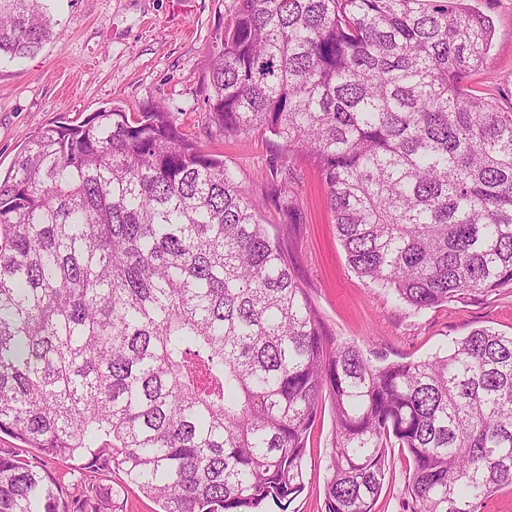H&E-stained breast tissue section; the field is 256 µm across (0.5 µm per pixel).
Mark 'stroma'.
Returning <instances> with one entry per match:
<instances>
[{
    "instance_id": "stroma-1",
    "label": "stroma",
    "mask_w": 512,
    "mask_h": 512,
    "mask_svg": "<svg viewBox=\"0 0 512 512\" xmlns=\"http://www.w3.org/2000/svg\"><path fill=\"white\" fill-rule=\"evenodd\" d=\"M494 26L487 63L470 79L474 93L512 110V0H479ZM233 0H51L55 35L37 55L0 59V170L31 135L59 114L81 122L109 106L140 112L162 105L206 152L223 157L236 182L260 205L262 221L285 233L296 276L325 336L357 343L368 357L426 358L479 328L512 334V292L471 293L413 312L348 265L321 177L303 155L288 157L275 138L254 132L225 138L208 121L212 44ZM292 175L290 196L279 188ZM333 418L323 407L308 439L304 490L287 512H325L324 481ZM0 451L36 461L65 502L92 488L111 493L112 512H160L117 464L80 465L42 456L0 434ZM412 462L389 451V471L374 512H404Z\"/></svg>"
}]
</instances>
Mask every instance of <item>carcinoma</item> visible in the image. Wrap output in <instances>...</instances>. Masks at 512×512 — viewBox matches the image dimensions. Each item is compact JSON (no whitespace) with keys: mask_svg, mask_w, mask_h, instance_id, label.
Masks as SVG:
<instances>
[{"mask_svg":"<svg viewBox=\"0 0 512 512\" xmlns=\"http://www.w3.org/2000/svg\"><path fill=\"white\" fill-rule=\"evenodd\" d=\"M53 32L48 0H0V56ZM493 35L472 0H234L208 119L311 158L349 266L414 310L512 291V112L467 85ZM325 393V512H373L396 446L411 512L512 485V336L390 362L325 336L281 235L167 109L62 115L0 174V434L114 461L161 512H284ZM60 503L0 453V512Z\"/></svg>","mask_w":512,"mask_h":512,"instance_id":"cac0c4a2","label":"carcinoma"}]
</instances>
